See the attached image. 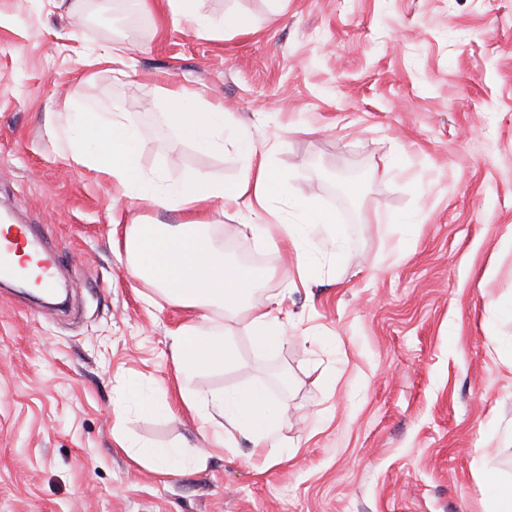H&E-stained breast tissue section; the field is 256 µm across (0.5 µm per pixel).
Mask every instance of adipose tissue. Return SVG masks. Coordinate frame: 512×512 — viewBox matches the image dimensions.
Here are the masks:
<instances>
[{"label": "adipose tissue", "instance_id": "adipose-tissue-1", "mask_svg": "<svg viewBox=\"0 0 512 512\" xmlns=\"http://www.w3.org/2000/svg\"><path fill=\"white\" fill-rule=\"evenodd\" d=\"M190 92H170L168 114L180 140L220 152L226 140L244 149L245 167L240 179L224 185L202 174L185 176L166 190L146 178L139 162L138 129L125 112H70L56 128L61 139L73 143L86 135L89 123H96L103 135L95 153L72 151L73 161L111 180L115 189L113 225L121 226V237L113 245L123 246L126 268L136 281L155 286L163 297L175 304L195 309L194 321L183 325L170 337V351L176 370L185 377L203 369L223 368L238 358L237 327H244L252 344L273 349L284 340L283 320L288 316L284 298L260 309L252 297L265 280L264 270L226 263L224 253L206 232L213 202L245 212V226L252 237L264 244L289 243L299 269L314 264L306 240L319 218L312 201H292L288 185L279 177L264 153L254 146L246 129L230 124L222 105L211 104L202 112L187 110ZM145 198L162 210L179 212L176 224H122L119 215L133 201ZM305 216L304 222L289 220V211ZM182 408L198 416V433L209 446L221 448L233 434L252 439L255 447L275 441L282 415L266 400L263 390L182 394ZM119 447L146 461L158 472L176 467H200L206 451L185 456L173 448L135 446L126 437H117Z\"/></svg>", "mask_w": 512, "mask_h": 512}]
</instances>
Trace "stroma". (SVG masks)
<instances>
[{
  "label": "stroma",
  "mask_w": 512,
  "mask_h": 512,
  "mask_svg": "<svg viewBox=\"0 0 512 512\" xmlns=\"http://www.w3.org/2000/svg\"><path fill=\"white\" fill-rule=\"evenodd\" d=\"M195 8L250 29L193 30L163 0H81L70 17L58 0H0V210L37 228L70 295L59 312L0 286V512H482L478 474L512 481V0ZM113 44L125 75L87 66L85 48ZM182 87L246 125L329 222L295 288L290 246L212 214L226 259L267 273L253 304L287 292L290 318L277 350L243 333L237 363L184 381L170 334L194 312L128 276L111 182L53 134L66 112H129L145 173L235 182L236 152L178 139L167 96ZM258 383L284 411L266 471L240 435L168 475L116 445L195 451V414L138 400Z\"/></svg>",
  "instance_id": "obj_1"
}]
</instances>
